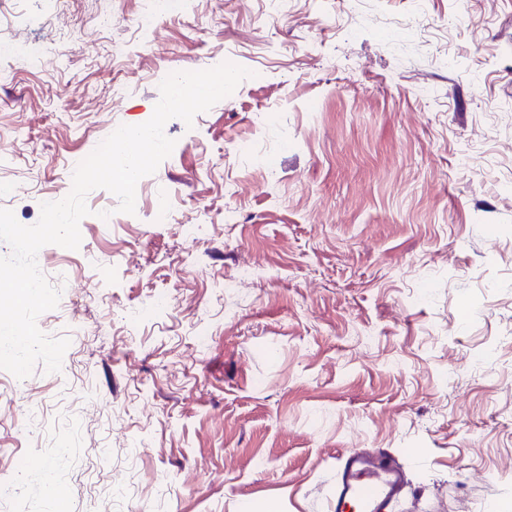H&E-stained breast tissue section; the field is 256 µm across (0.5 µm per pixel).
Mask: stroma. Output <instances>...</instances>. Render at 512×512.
I'll return each mask as SVG.
<instances>
[{
    "label": "stroma",
    "mask_w": 512,
    "mask_h": 512,
    "mask_svg": "<svg viewBox=\"0 0 512 512\" xmlns=\"http://www.w3.org/2000/svg\"><path fill=\"white\" fill-rule=\"evenodd\" d=\"M145 6L0 0L28 52L0 61L25 226L151 118L158 73L251 72L167 122L134 214L91 190L79 249L39 251L72 305L38 327L84 333L59 372L0 369L19 512H100L117 486L112 512H328L353 448L404 462L396 512H512V0H189L147 32Z\"/></svg>",
    "instance_id": "stroma-1"
}]
</instances>
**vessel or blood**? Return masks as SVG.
Segmentation results:
<instances>
[{"instance_id":"obj_1","label":"vessel or blood","mask_w":512,"mask_h":512,"mask_svg":"<svg viewBox=\"0 0 512 512\" xmlns=\"http://www.w3.org/2000/svg\"><path fill=\"white\" fill-rule=\"evenodd\" d=\"M407 488V474L396 457L355 448L344 457L340 479L329 500V512H391Z\"/></svg>"}]
</instances>
